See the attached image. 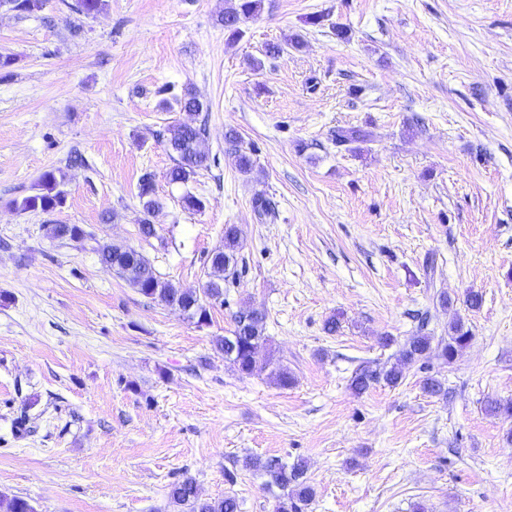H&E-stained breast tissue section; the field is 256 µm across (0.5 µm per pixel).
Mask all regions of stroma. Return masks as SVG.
Listing matches in <instances>:
<instances>
[{
  "mask_svg": "<svg viewBox=\"0 0 512 512\" xmlns=\"http://www.w3.org/2000/svg\"><path fill=\"white\" fill-rule=\"evenodd\" d=\"M234 3L0 12L14 58L0 69V493L36 512H178L169 488L190 477L202 497L273 512L243 467L255 456L305 463L308 512H512V418L484 409L512 400V0H264L235 42L221 21ZM271 44L284 53L266 56ZM168 85L192 86L206 114L160 110ZM202 119L207 168L170 182L169 127ZM348 127L370 141L337 149ZM49 170L65 205L17 210ZM147 173L160 203L149 237ZM188 192L201 210L184 207ZM53 224L85 237L53 238ZM228 224L243 266L202 327L96 253L133 247L195 290ZM249 308L267 316L260 359L291 386L216 352ZM419 311L439 338L461 320L470 344L355 394V371L395 363ZM428 375L447 395L422 390Z\"/></svg>",
  "mask_w": 512,
  "mask_h": 512,
  "instance_id": "obj_1",
  "label": "stroma"
}]
</instances>
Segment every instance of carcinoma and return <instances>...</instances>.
Listing matches in <instances>:
<instances>
[{"mask_svg":"<svg viewBox=\"0 0 512 512\" xmlns=\"http://www.w3.org/2000/svg\"><path fill=\"white\" fill-rule=\"evenodd\" d=\"M45 0H0V7H6L19 15H31L43 9ZM103 0H74L69 8L79 14L89 16L99 12ZM263 10V0H238L235 7L224 11L221 21L230 37L240 39L244 30L240 24L253 18ZM166 111L178 107L185 112H201L203 102L192 90L187 89L182 95H174L172 99H163L160 103ZM225 141L234 147L237 164L241 172L253 170L254 161L251 155L239 147V137L230 131L224 135ZM369 135L361 129H339L333 138L336 147L352 149L356 143L366 142ZM168 150L175 154V164L168 176L173 183L188 184L197 171L207 167L209 153L206 148V128L180 123L172 126L167 139ZM64 179H59L52 172H46L38 183V192L24 197L16 203L20 211L50 212L62 207L67 198ZM139 199L144 212L150 214L159 207L154 196L153 178L145 176L140 180ZM50 234L54 238L81 240L85 231L76 224H53ZM241 248V231L234 224L224 227V244L213 250L208 258V279L200 292L183 290L164 282L156 274L154 267L139 251L132 247H119L102 244L97 253L100 262L123 276L141 295L157 299L167 305L176 306L187 312L203 326L211 320L210 310L219 303L224 304V284L236 273L238 253ZM266 313L251 310L240 313L235 319V327L230 335L218 337L214 347L224 356L236 370L251 376L265 370L271 360L259 362L257 350L267 343L265 336ZM429 318L420 319V325L412 331L399 350L397 362L385 370L370 366L359 368L351 378L350 388L356 394H363L372 386L383 382L396 387L404 379L403 366L413 363L431 350L434 336L427 332ZM472 336L465 330L464 324L457 319L448 326V339L441 340V357L446 363H452L459 351L469 345ZM485 410L492 416L512 417V401L503 402L499 399L487 401ZM243 466L266 477L269 489H278L275 512H304L315 497L314 488L306 479V468L301 462L292 465L279 458L247 457ZM169 498L177 505L186 508V512H238L239 505L235 498L225 497L218 500L204 499L200 496L195 481L189 477L171 484ZM0 512H35V508L20 497L7 498L0 495Z\"/></svg>","mask_w":512,"mask_h":512,"instance_id":"1","label":"carcinoma"}]
</instances>
